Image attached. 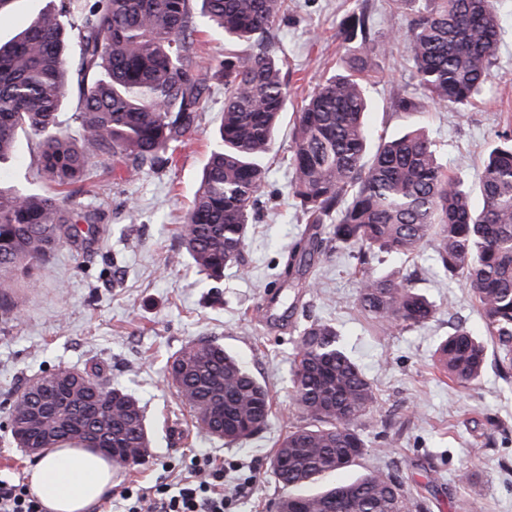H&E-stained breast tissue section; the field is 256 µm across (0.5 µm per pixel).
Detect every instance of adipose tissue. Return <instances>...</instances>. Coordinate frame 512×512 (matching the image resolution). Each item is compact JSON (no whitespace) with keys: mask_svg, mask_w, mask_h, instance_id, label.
<instances>
[{"mask_svg":"<svg viewBox=\"0 0 512 512\" xmlns=\"http://www.w3.org/2000/svg\"><path fill=\"white\" fill-rule=\"evenodd\" d=\"M117 470L111 459L87 448H55L35 465L29 489L46 512H91L107 497Z\"/></svg>","mask_w":512,"mask_h":512,"instance_id":"1","label":"adipose tissue"}]
</instances>
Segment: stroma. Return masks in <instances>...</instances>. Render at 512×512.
<instances>
[{
	"label": "stroma",
	"instance_id": "stroma-1",
	"mask_svg": "<svg viewBox=\"0 0 512 512\" xmlns=\"http://www.w3.org/2000/svg\"><path fill=\"white\" fill-rule=\"evenodd\" d=\"M354 5L355 0H288L286 19L273 32L286 55L288 109L244 261L226 270L219 287L206 286L190 264L170 258L180 247L182 217L214 145L224 109L222 86L207 95L169 168L130 178L109 161L94 167L96 193L81 191L73 199L79 209L98 213L96 238L64 243L36 266L16 296V317L0 321V479L27 480L37 462L15 447L6 427L14 391L58 365L97 364L139 400L154 437L149 461L118 470L117 487L149 492L157 482L175 480L193 455L206 453L224 463L227 485L250 484L233 512H275L282 490L268 461L289 428L302 422L291 375L297 328L310 316L335 325L376 387L375 409L358 425L366 451L347 476L372 469L395 475L424 497L426 512H512V371L488 352L480 382L464 389L434 364L436 345L455 325L481 327L468 288L438 273L429 252L379 257L374 270L409 273L437 307L428 323L390 327L359 311L358 276L348 253L316 258L296 294L278 284L288 247L303 230L286 167L294 123L312 87L341 68L337 25ZM369 5L372 37L388 44L405 28L409 11L393 0ZM500 18L501 81L462 118L445 105L417 116L395 111L394 94L412 81L406 54L372 56L375 137L422 121L439 143L443 163L473 181L495 133L512 122V0H500ZM202 336L239 354L269 392V425L247 443L228 445L195 429L165 380L169 355Z\"/></svg>",
	"mask_w": 512,
	"mask_h": 512
}]
</instances>
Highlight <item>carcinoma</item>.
<instances>
[{
	"instance_id": "1",
	"label": "carcinoma",
	"mask_w": 512,
	"mask_h": 512,
	"mask_svg": "<svg viewBox=\"0 0 512 512\" xmlns=\"http://www.w3.org/2000/svg\"><path fill=\"white\" fill-rule=\"evenodd\" d=\"M6 43H0V172L15 160L22 135L37 139L38 193L0 178V317H16L19 276L79 236L74 208L61 188L84 181L92 164L110 158L137 176L165 167L175 143L203 110L212 68L196 59L193 33L203 23L250 52H224L218 76L224 114L188 208L177 260L218 283L237 265L253 206L265 183L266 159L288 103L268 34L280 25L284 0H56ZM393 37L412 68L414 86L398 90L394 107L419 114L446 104L462 115L497 80V0H429ZM337 36L345 69L318 83L297 113L288 159L290 190L305 228L288 248L282 281L293 284L306 257L347 250L362 266L377 254L433 260L467 286L481 330L458 325L436 349L438 370L463 388L482 376L487 343L512 368V126L495 136L476 189L448 173L436 142L418 128L372 137L368 62L385 51L373 42L370 17L346 14ZM79 46L77 64L67 50ZM76 99L78 137L59 119ZM358 305L388 326L432 320L435 305L392 272H362ZM165 376L206 435L237 444L262 433L271 417L266 386L217 339L200 338L173 353ZM106 383L97 366H58L27 382L8 414L19 448H149L144 410L127 390ZM292 388L306 424L291 428L270 458L283 489L278 512H424L395 476L340 473L363 454L357 422L376 390L327 321L301 325Z\"/></svg>"
}]
</instances>
